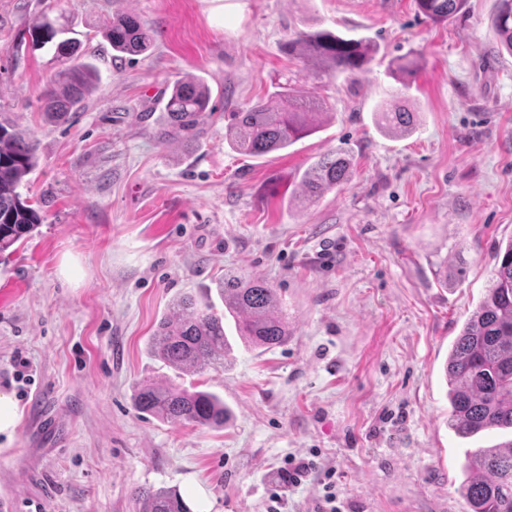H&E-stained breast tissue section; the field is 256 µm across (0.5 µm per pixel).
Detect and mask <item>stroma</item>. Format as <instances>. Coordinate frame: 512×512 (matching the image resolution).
I'll use <instances>...</instances> for the list:
<instances>
[{
    "instance_id": "35a3bbf8",
    "label": "stroma",
    "mask_w": 512,
    "mask_h": 512,
    "mask_svg": "<svg viewBox=\"0 0 512 512\" xmlns=\"http://www.w3.org/2000/svg\"><path fill=\"white\" fill-rule=\"evenodd\" d=\"M49 0H0V113L33 131L31 191L44 217L0 255V392L21 419L0 436V512H140L139 491L173 487L192 512H317L333 473L344 512H467L465 441L448 427V348L482 300L496 243L512 238V55L496 0L447 23L415 0H61L59 23L99 74L84 111L53 122L41 96L49 49L15 35ZM158 30L113 57L107 18ZM367 36L382 54L358 82L317 79L282 50L296 30ZM412 54L407 79L386 58ZM194 75L214 112L198 142H164L155 115ZM326 99L316 133L263 157L232 151L226 117L270 101L273 84ZM419 113L410 136L373 110ZM346 150L355 174L315 203L303 172ZM261 277L288 313L279 347L244 346L233 320L225 367L182 373L147 343L171 303L205 301L224 274ZM217 394L224 428L137 412L144 381ZM315 459L300 487L285 459Z\"/></svg>"
}]
</instances>
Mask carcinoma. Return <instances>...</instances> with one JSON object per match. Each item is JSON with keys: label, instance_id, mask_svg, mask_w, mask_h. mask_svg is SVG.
Here are the masks:
<instances>
[{"label": "carcinoma", "instance_id": "carcinoma-1", "mask_svg": "<svg viewBox=\"0 0 512 512\" xmlns=\"http://www.w3.org/2000/svg\"><path fill=\"white\" fill-rule=\"evenodd\" d=\"M465 0H415L418 12L435 22H446ZM493 19L500 43L512 54V0H497ZM50 4L17 34L34 47H55L53 58L62 62L50 78L44 112L62 120L80 110L96 81L94 65L81 52L76 37L55 26ZM104 34L117 56L147 52L155 31L134 14L105 22ZM288 56L317 66L314 76H344L354 83L374 61L378 47L368 37H344L331 31L308 34L296 31L285 43ZM276 106L257 102L230 114L224 138L242 155L263 156L293 145L318 129L328 116L326 100L306 97L285 80L275 84ZM210 89L199 78L173 82L165 104L163 140H195L209 110ZM378 126L392 135L415 128L416 114L397 103H382L375 111ZM37 166L33 133L14 120L0 117V253L23 243L42 223L39 209L23 192L28 175ZM353 162L332 151L309 166L302 175V199L313 203L326 192L347 182ZM491 285L456 336L445 366L450 404L448 428L468 439L490 430L512 431V238L498 244ZM224 312L215 304L197 303L191 297L175 300L169 314L158 323L150 339L151 353L183 372L200 373L224 366L229 353L224 320L234 319L240 338L250 347L271 349L289 336L288 316L279 306L276 289L259 277L232 276L218 282ZM141 414L171 424L191 423L208 428L224 426V401L202 390L143 383L134 398ZM465 478L459 492L469 512H512V439L466 453ZM141 512H191L175 489H149L140 494Z\"/></svg>", "mask_w": 512, "mask_h": 512}]
</instances>
